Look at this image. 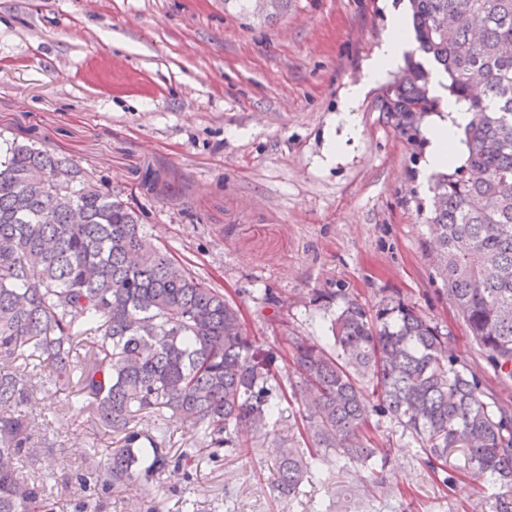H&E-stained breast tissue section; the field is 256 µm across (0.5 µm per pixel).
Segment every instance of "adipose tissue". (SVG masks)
<instances>
[{
	"label": "adipose tissue",
	"mask_w": 512,
	"mask_h": 512,
	"mask_svg": "<svg viewBox=\"0 0 512 512\" xmlns=\"http://www.w3.org/2000/svg\"><path fill=\"white\" fill-rule=\"evenodd\" d=\"M408 44L406 23L403 18H396L377 57L369 65L368 80L380 79L386 70L399 64ZM470 119L471 114L462 103L449 100L446 115L436 118L427 130L425 166L428 170H441L459 162L461 139Z\"/></svg>",
	"instance_id": "adipose-tissue-1"
}]
</instances>
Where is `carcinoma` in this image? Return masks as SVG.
<instances>
[{"label":"carcinoma","mask_w":512,"mask_h":512,"mask_svg":"<svg viewBox=\"0 0 512 512\" xmlns=\"http://www.w3.org/2000/svg\"><path fill=\"white\" fill-rule=\"evenodd\" d=\"M234 2L265 16L288 8V0ZM409 3L419 51L471 112L466 160L435 178L431 256L482 357L511 378L512 0ZM430 78L411 59L380 97L410 141L422 114L439 107ZM61 171L70 179L51 196L39 180ZM342 299L327 334L289 336L284 352L268 347L244 334L236 302L155 246L138 212L92 171L47 145L12 143L0 157V512H53L55 450L22 411L47 384L68 407L75 397L88 402L92 426L116 436L117 447L90 446L85 468L71 472L75 512H101L114 493L134 502L196 455L219 461L226 448L248 447L241 428L266 437L290 392L301 397L316 452L280 449L279 495L296 493L323 449L338 463L385 467L388 451L364 434L377 415L410 435L433 470L462 453L475 478L508 492L491 512H512V406L405 299L388 295L372 309ZM19 359L39 361V371L16 373ZM165 416L194 429L199 447L176 455L162 429L143 424ZM31 456L47 469L23 474Z\"/></svg>","instance_id":"cac0c4a2"}]
</instances>
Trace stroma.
<instances>
[{
    "instance_id": "obj_1",
    "label": "stroma",
    "mask_w": 512,
    "mask_h": 512,
    "mask_svg": "<svg viewBox=\"0 0 512 512\" xmlns=\"http://www.w3.org/2000/svg\"><path fill=\"white\" fill-rule=\"evenodd\" d=\"M407 12L406 0H290L273 17L226 0H0V147L49 144L94 168L103 189L124 190L154 244L223 290L268 346L323 335L314 295L370 307L398 294L512 405V380L480 356L425 249L433 115L408 142L379 109L402 67L366 80L393 17ZM359 84L351 134L340 113ZM149 168L162 177L152 190L141 185ZM267 289L287 308L263 304ZM25 411L57 449L56 512H73L78 491L65 479L83 462L89 412L54 410L39 393ZM302 415L299 401L283 402L267 438L219 462L196 458L192 480L163 477L141 512H489L499 492L456 454L431 470L382 420L370 437L389 449L387 467L341 469L330 454L294 497H279L274 462L303 446Z\"/></svg>"
}]
</instances>
